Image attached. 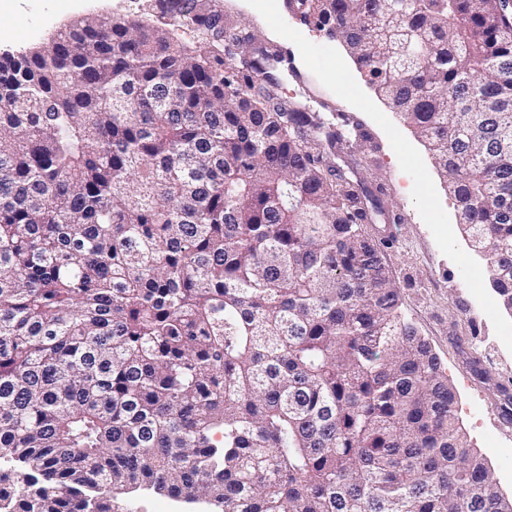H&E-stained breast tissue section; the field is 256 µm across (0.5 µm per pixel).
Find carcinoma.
Segmentation results:
<instances>
[{
	"instance_id": "cac0c4a2",
	"label": "carcinoma",
	"mask_w": 512,
	"mask_h": 512,
	"mask_svg": "<svg viewBox=\"0 0 512 512\" xmlns=\"http://www.w3.org/2000/svg\"><path fill=\"white\" fill-rule=\"evenodd\" d=\"M426 143L512 311L504 0H285ZM0 57V474L12 512L147 484L224 512H512L367 224L359 121L275 95L206 0Z\"/></svg>"
}]
</instances>
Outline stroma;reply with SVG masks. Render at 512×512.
<instances>
[{
  "instance_id": "obj_1",
  "label": "stroma",
  "mask_w": 512,
  "mask_h": 512,
  "mask_svg": "<svg viewBox=\"0 0 512 512\" xmlns=\"http://www.w3.org/2000/svg\"><path fill=\"white\" fill-rule=\"evenodd\" d=\"M256 41L287 50L298 76H285L279 96L311 111L351 114L373 135L358 149L368 187L383 185L384 202L398 224H370L375 239L391 234L384 250L401 295L400 313L439 357L456 394L459 424L486 458L501 493L512 498V314L501 308L488 263L474 253L430 151L366 83L343 45L314 24L291 17L283 0H211ZM0 10V53L47 45L71 20L120 16L145 20L156 0H7ZM116 512H213L141 490L115 499Z\"/></svg>"
}]
</instances>
